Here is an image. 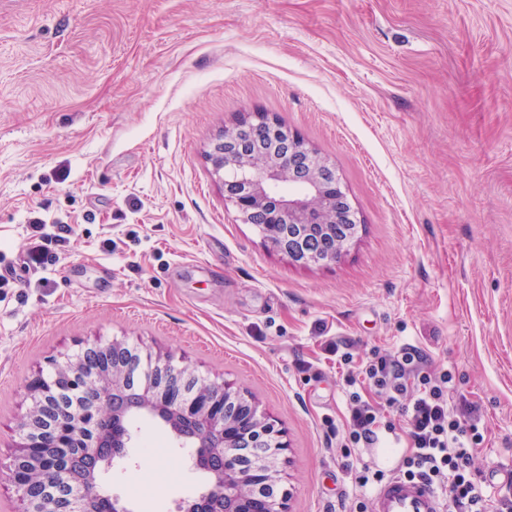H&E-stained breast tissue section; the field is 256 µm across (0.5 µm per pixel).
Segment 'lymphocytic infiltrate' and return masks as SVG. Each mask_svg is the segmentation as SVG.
<instances>
[{
  "mask_svg": "<svg viewBox=\"0 0 512 512\" xmlns=\"http://www.w3.org/2000/svg\"><path fill=\"white\" fill-rule=\"evenodd\" d=\"M450 373L431 374L425 356L404 347L393 354L374 355L360 373L347 374L351 386L347 440L351 447L373 446L396 426L385 409L403 416L411 454L405 478L444 483L455 512H487L488 505L472 477V450L483 439L470 412L449 407L453 390ZM364 383L379 402L363 399L356 384Z\"/></svg>",
  "mask_w": 512,
  "mask_h": 512,
  "instance_id": "1",
  "label": "lymphocytic infiltrate"
}]
</instances>
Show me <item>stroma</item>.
Returning <instances> with one entry per match:
<instances>
[{
  "mask_svg": "<svg viewBox=\"0 0 512 512\" xmlns=\"http://www.w3.org/2000/svg\"><path fill=\"white\" fill-rule=\"evenodd\" d=\"M263 115L335 168L359 220L299 266L242 223L208 154ZM46 221L35 264L26 219ZM71 227L58 238L59 225ZM0 463L28 383L94 339L228 380L281 430L286 512H371L406 445L345 448L344 368L411 345L478 410L473 477L512 499V0H0ZM98 482L182 512L211 475L158 418ZM383 477V478H384Z\"/></svg>",
  "mask_w": 512,
  "mask_h": 512,
  "instance_id": "obj_1",
  "label": "stroma"
}]
</instances>
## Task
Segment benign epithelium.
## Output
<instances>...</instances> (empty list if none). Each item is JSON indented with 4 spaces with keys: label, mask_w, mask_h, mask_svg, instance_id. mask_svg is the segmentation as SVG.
I'll return each instance as SVG.
<instances>
[{
    "label": "benign epithelium",
    "mask_w": 512,
    "mask_h": 512,
    "mask_svg": "<svg viewBox=\"0 0 512 512\" xmlns=\"http://www.w3.org/2000/svg\"><path fill=\"white\" fill-rule=\"evenodd\" d=\"M213 172L246 224L255 225L277 251L300 265L336 261L356 238L333 239L330 249L314 247L311 228L356 224L357 216L336 171L324 158L279 123L265 117L243 120L224 130L209 152ZM124 341L87 342L82 354L119 349ZM82 358L65 357L47 374L29 383L31 406L19 427L20 442L5 466V480L20 504L18 512H104L97 476L112 455L125 453L131 434L112 436L111 423L136 414H163L175 435L207 449L212 486L204 502L224 499V512H284L278 461L285 443L280 431L257 405L232 383L206 381L168 357L147 353L131 365L119 363L110 375L87 376ZM99 392L109 400L101 408H78L71 427L52 444L65 447L77 433L89 444V466L81 476L33 493L27 466L42 463L44 442L34 436L41 402L63 389Z\"/></svg>",
    "instance_id": "obj_1"
}]
</instances>
